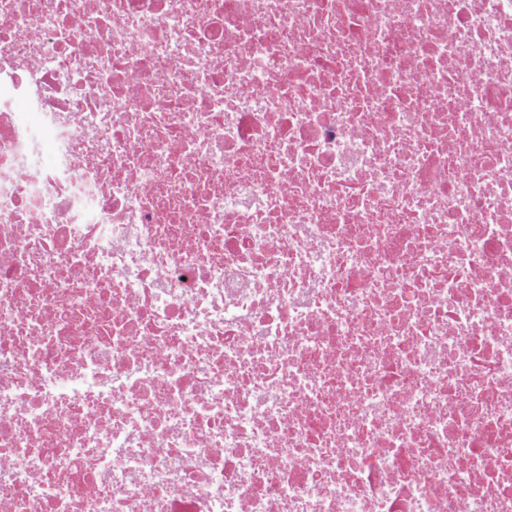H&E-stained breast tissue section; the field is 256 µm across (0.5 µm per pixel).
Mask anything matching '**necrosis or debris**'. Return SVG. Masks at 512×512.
Listing matches in <instances>:
<instances>
[{
  "instance_id": "4bbe7bcc",
  "label": "necrosis or debris",
  "mask_w": 512,
  "mask_h": 512,
  "mask_svg": "<svg viewBox=\"0 0 512 512\" xmlns=\"http://www.w3.org/2000/svg\"><path fill=\"white\" fill-rule=\"evenodd\" d=\"M0 512H512V0H0Z\"/></svg>"
}]
</instances>
